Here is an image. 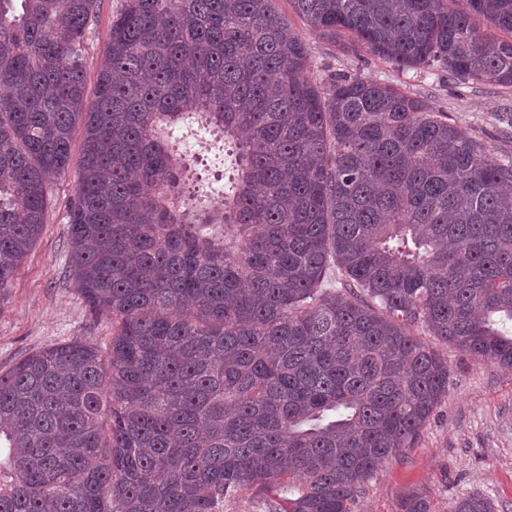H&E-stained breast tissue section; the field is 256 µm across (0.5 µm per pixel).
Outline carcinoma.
Returning a JSON list of instances; mask_svg holds the SVG:
<instances>
[{
  "label": "carcinoma",
  "instance_id": "1",
  "mask_svg": "<svg viewBox=\"0 0 512 512\" xmlns=\"http://www.w3.org/2000/svg\"><path fill=\"white\" fill-rule=\"evenodd\" d=\"M287 2L403 71L512 87V0ZM97 8L0 0V310L80 124L68 268L112 317L105 346L0 370V512H224L249 490L352 512L448 397L434 343L512 369V157L419 97L314 78L276 0H124L89 104ZM198 131L235 157L214 207L176 147Z\"/></svg>",
  "mask_w": 512,
  "mask_h": 512
}]
</instances>
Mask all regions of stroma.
<instances>
[{
	"label": "stroma",
	"mask_w": 512,
	"mask_h": 512,
	"mask_svg": "<svg viewBox=\"0 0 512 512\" xmlns=\"http://www.w3.org/2000/svg\"><path fill=\"white\" fill-rule=\"evenodd\" d=\"M123 0H99L98 13L82 54L87 87H94L112 18ZM293 25L305 37L314 77L346 74L374 80L428 100L450 123L471 132L495 154L512 155V137L500 131L498 114L512 112V87L456 84L434 68L399 71L366 52L335 47L300 18ZM82 147L74 135L71 161L48 198L46 224L32 251L20 262L9 298L0 308V369L25 355L87 336L107 344L112 320L92 310L67 267V204L75 192ZM448 396L416 447L386 460L370 479L354 512H399L402 498L422 494L430 512H451L457 499L479 495L496 512H512V370L445 346Z\"/></svg>",
	"instance_id": "stroma-1"
}]
</instances>
